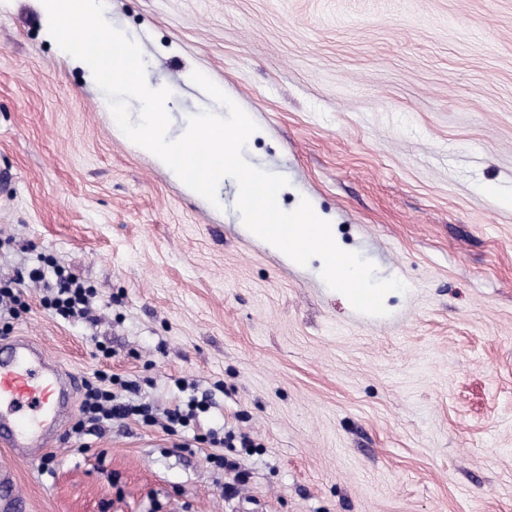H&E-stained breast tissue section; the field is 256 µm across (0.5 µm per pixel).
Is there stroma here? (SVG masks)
<instances>
[{
    "label": "stroma",
    "instance_id": "stroma-1",
    "mask_svg": "<svg viewBox=\"0 0 512 512\" xmlns=\"http://www.w3.org/2000/svg\"><path fill=\"white\" fill-rule=\"evenodd\" d=\"M151 84L201 111V71L258 126L248 161L285 175L346 250L400 279L387 315L248 236L112 131L101 89L61 56L35 0H0V285L27 336L75 377L137 381L179 436L135 420L17 463L21 512H512V0H108ZM95 292L48 309L31 268ZM111 348L103 357L99 345ZM248 438L208 460L193 437ZM191 450H175L176 440ZM86 453H79L80 443ZM56 292L44 302L63 319L88 318L90 297L93 292L85 288L79 278L61 265H54Z\"/></svg>",
    "mask_w": 512,
    "mask_h": 512
}]
</instances>
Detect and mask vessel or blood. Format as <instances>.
<instances>
[{"mask_svg":"<svg viewBox=\"0 0 512 512\" xmlns=\"http://www.w3.org/2000/svg\"><path fill=\"white\" fill-rule=\"evenodd\" d=\"M73 387L71 375L48 360L42 346L25 336L0 344V444L15 458H36L58 438L62 410ZM0 485L10 488L0 498V512H18L14 474L0 465Z\"/></svg>","mask_w":512,"mask_h":512,"instance_id":"1","label":"vessel or blood"}]
</instances>
